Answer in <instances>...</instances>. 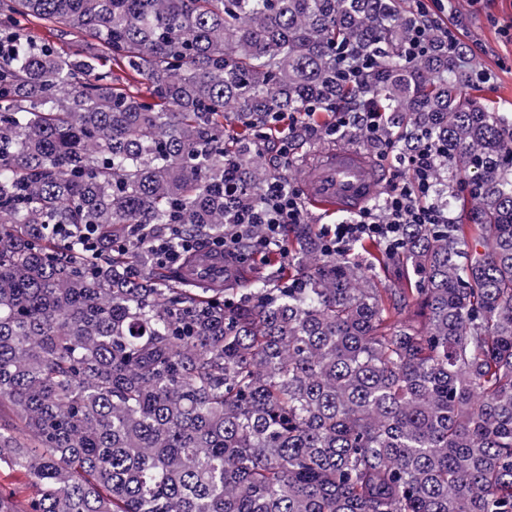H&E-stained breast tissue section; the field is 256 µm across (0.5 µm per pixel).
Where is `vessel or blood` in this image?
I'll return each instance as SVG.
<instances>
[{"label":"vessel or blood","instance_id":"vessel-or-blood-1","mask_svg":"<svg viewBox=\"0 0 512 512\" xmlns=\"http://www.w3.org/2000/svg\"><path fill=\"white\" fill-rule=\"evenodd\" d=\"M385 179L383 170L358 147L327 148L303 169L311 205L326 212L359 210L381 191ZM237 277L223 254L207 249L196 253L194 280L215 285L230 283Z\"/></svg>","mask_w":512,"mask_h":512}]
</instances>
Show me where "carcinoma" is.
Wrapping results in <instances>:
<instances>
[{"label": "carcinoma", "instance_id": "carcinoma-1", "mask_svg": "<svg viewBox=\"0 0 512 512\" xmlns=\"http://www.w3.org/2000/svg\"><path fill=\"white\" fill-rule=\"evenodd\" d=\"M417 21L400 0H0V470L30 490L0 512H512V119L464 95L463 47L402 54ZM369 97L399 150L401 123L447 150L458 222L365 241L363 265L295 224L301 272L250 288L154 260L156 237L224 235V159L248 201L279 115L314 104L325 128ZM56 27L50 24L38 23L28 26L26 32L28 36L38 42H50L59 50H66L67 38L64 39L60 33L56 31Z\"/></svg>", "mask_w": 512, "mask_h": 512}]
</instances>
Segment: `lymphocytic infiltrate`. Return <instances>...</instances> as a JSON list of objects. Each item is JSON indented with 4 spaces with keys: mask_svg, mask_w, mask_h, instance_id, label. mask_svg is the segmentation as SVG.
<instances>
[{
    "mask_svg": "<svg viewBox=\"0 0 512 512\" xmlns=\"http://www.w3.org/2000/svg\"><path fill=\"white\" fill-rule=\"evenodd\" d=\"M384 113L374 105H343L336 111L331 134L344 136L351 129L362 131L367 142H385ZM446 154L426 135H418L412 150L403 156V170L376 206L363 209L353 220L323 228L321 250L327 255L348 253L353 244L369 238L387 252H395L408 224H445L449 217L442 205L435 202V173ZM304 221L299 191L282 180L267 181L253 202L232 201L227 222L234 233L214 238L212 245L225 255L240 261H269L280 252L288 226ZM261 226V235H252L254 226Z\"/></svg>",
    "mask_w": 512,
    "mask_h": 512,
    "instance_id": "lymphocytic-infiltrate-1",
    "label": "lymphocytic infiltrate"
}]
</instances>
